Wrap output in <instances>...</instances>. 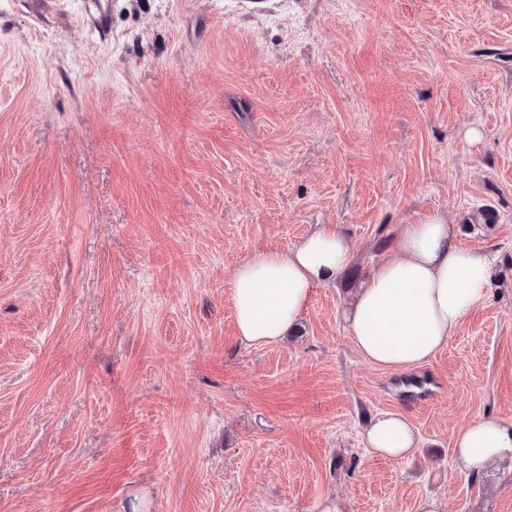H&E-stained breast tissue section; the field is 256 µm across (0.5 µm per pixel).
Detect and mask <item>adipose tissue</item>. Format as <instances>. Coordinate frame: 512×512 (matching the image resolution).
<instances>
[{"instance_id":"adipose-tissue-1","label":"adipose tissue","mask_w":512,"mask_h":512,"mask_svg":"<svg viewBox=\"0 0 512 512\" xmlns=\"http://www.w3.org/2000/svg\"><path fill=\"white\" fill-rule=\"evenodd\" d=\"M393 250L394 257L379 262L361 285L347 321L365 360L408 371L448 345L475 304L488 296L493 270L487 256L456 245L453 225L441 216L401 225ZM350 262L348 242L328 226L292 248L250 255L231 277L239 341L247 346L279 341L296 325L313 290L339 278ZM366 445L373 455L401 461L414 452L417 440L403 415L387 413L369 426ZM454 448L468 468L482 471L512 456V421L463 426Z\"/></svg>"}]
</instances>
